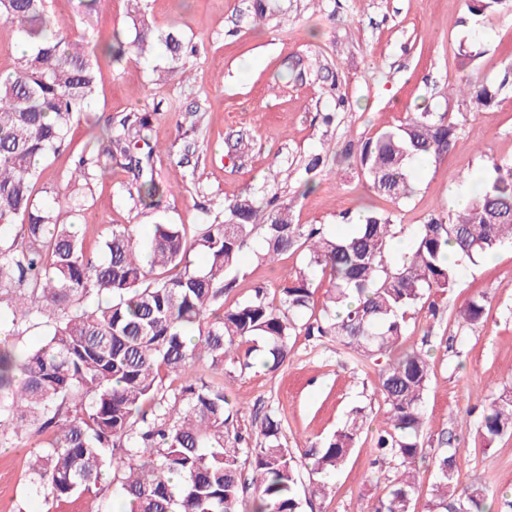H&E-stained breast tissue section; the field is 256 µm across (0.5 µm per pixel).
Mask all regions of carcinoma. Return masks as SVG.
I'll return each mask as SVG.
<instances>
[{
    "instance_id": "1",
    "label": "carcinoma",
    "mask_w": 512,
    "mask_h": 512,
    "mask_svg": "<svg viewBox=\"0 0 512 512\" xmlns=\"http://www.w3.org/2000/svg\"><path fill=\"white\" fill-rule=\"evenodd\" d=\"M140 30L134 41L120 33L102 49L118 62L136 49L154 50L144 0H129ZM477 16L508 6L507 0H471ZM0 21L33 46L16 69L0 78V425L17 437L46 434L48 446L29 467L31 483L46 504L112 487L121 512H243L244 471L255 494L249 512H302L299 458L310 461L317 491L325 492L363 432L353 418L331 437L296 454L282 422L263 418L250 447L240 412L224 387L192 376L206 360L229 373L260 368L275 372L288 360L291 337L331 336L367 360L402 345L411 310L432 290L455 288L458 264L452 249L474 261L512 243V164L493 163L495 176H466L469 203L443 221L434 215L419 225L406 251L392 258L397 234L392 218L366 211L345 236L293 222L288 202L265 201L266 221L245 196L220 206L212 219L187 237L181 224H156L147 239L116 224L91 252L75 224L83 217L86 190L120 158L134 172L128 189L138 206L166 191L153 177L147 156L131 146H150L152 115L130 113L106 129L97 144L77 154L64 205H42L34 187L41 165L67 143L74 119L96 93L99 57L84 38L58 37L48 0H0ZM167 58L180 69L198 55L173 28L159 36ZM481 107L495 104L499 89L463 82ZM458 124L446 113L413 112L403 122L362 142L360 173L371 189L393 201L413 193L411 174L420 158L439 160L454 146ZM262 239L261 262L288 252L304 264L276 287L224 306L232 273L248 238ZM203 263L197 265L191 252ZM328 278L318 316L307 312L317 273ZM474 298L455 314L461 327L484 317ZM45 321L41 346L12 341L28 324ZM429 360L405 351L379 373L387 427L372 437L376 463L393 469L373 512H411L421 442ZM478 433L486 445L512 433V390L504 389L484 411ZM459 449L433 457L437 482L430 512H492L485 486L460 481Z\"/></svg>"
}]
</instances>
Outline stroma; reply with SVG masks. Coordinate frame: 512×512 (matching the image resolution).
I'll return each instance as SVG.
<instances>
[{
    "instance_id": "35a3bbf8",
    "label": "stroma",
    "mask_w": 512,
    "mask_h": 512,
    "mask_svg": "<svg viewBox=\"0 0 512 512\" xmlns=\"http://www.w3.org/2000/svg\"><path fill=\"white\" fill-rule=\"evenodd\" d=\"M266 21H247L244 0H148L146 19L154 34L179 28L200 54L187 73L157 81L155 68L167 58L131 57L115 65L101 60L97 92L76 119L67 150L43 166L35 186L39 201L63 192L73 154L86 146L91 125L108 126L132 112L153 115L152 157L158 182L167 191L152 206L136 207L127 190L133 175L120 164L92 185L78 226L88 250L116 224L148 235L154 224H181L187 233L206 223L224 201L242 196L287 199L296 223L336 231L343 213L370 208L404 226L399 242L429 215L455 211V199L472 170L488 159L512 164V9L472 16L468 0H273ZM128 0H51L56 31L109 38L113 30L134 38ZM474 52L463 62L462 52ZM501 85L497 103L473 108L458 96L464 77ZM347 104L338 107V96ZM425 107L449 113L459 137L448 156L412 170L410 198L392 203L374 194L356 162L360 144L380 130L400 124ZM334 113L324 123L325 113ZM319 153L323 168L305 174L308 155ZM312 189H305V182ZM260 238L240 257L236 285L225 305L247 299L260 283L271 287L304 263L299 253L272 264L258 261ZM485 301L478 325L454 320L467 300ZM406 346L430 354V381L424 396L423 448L411 512H429L436 474L429 462L439 448L461 451V478L479 480L493 497L512 494V434L484 446L479 418L503 388H512V246L489 260L459 263L456 288L426 293L411 313ZM279 370L225 374L198 362L193 372L226 387L242 409L241 425L257 432L265 414L282 421L289 447L331 436L352 417L364 433L327 494H312L314 480L302 473L304 512H370L384 492L387 469L375 466L371 437L387 424L379 390L380 365L354 358L328 337L298 335ZM46 436L28 433L0 447V512H44L46 505L28 477L31 457Z\"/></svg>"
}]
</instances>
